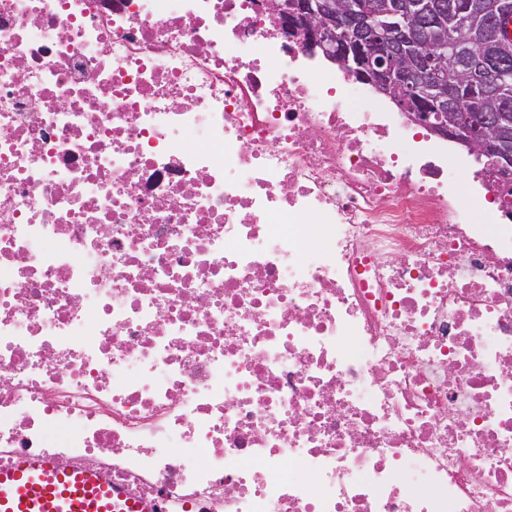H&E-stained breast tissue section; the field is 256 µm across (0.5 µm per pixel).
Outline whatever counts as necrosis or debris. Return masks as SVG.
<instances>
[{"label":"necrosis or debris","mask_w":512,"mask_h":512,"mask_svg":"<svg viewBox=\"0 0 512 512\" xmlns=\"http://www.w3.org/2000/svg\"><path fill=\"white\" fill-rule=\"evenodd\" d=\"M267 0H0V468L160 512H512L489 161Z\"/></svg>","instance_id":"4bbe7bcc"}]
</instances>
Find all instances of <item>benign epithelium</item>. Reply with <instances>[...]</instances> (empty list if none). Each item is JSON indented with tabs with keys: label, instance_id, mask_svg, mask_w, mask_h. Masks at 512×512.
Listing matches in <instances>:
<instances>
[{
	"label": "benign epithelium",
	"instance_id": "1",
	"mask_svg": "<svg viewBox=\"0 0 512 512\" xmlns=\"http://www.w3.org/2000/svg\"><path fill=\"white\" fill-rule=\"evenodd\" d=\"M280 15L285 36L318 50L330 62L388 97L403 95L424 102L423 111L406 112V120L464 145L478 160L494 163L504 179L512 177V114L479 115L448 111L447 63L464 56L468 73L497 95L508 73L497 58L512 51L494 26L471 34L483 39L489 53L464 49L444 23L433 20L425 0H403L372 16L358 12L356 0H269Z\"/></svg>",
	"mask_w": 512,
	"mask_h": 512
}]
</instances>
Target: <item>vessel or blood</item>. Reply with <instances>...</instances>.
<instances>
[{"mask_svg": "<svg viewBox=\"0 0 512 512\" xmlns=\"http://www.w3.org/2000/svg\"><path fill=\"white\" fill-rule=\"evenodd\" d=\"M155 512L154 503L128 502L109 471L76 470L49 457L19 455L0 471V512Z\"/></svg>", "mask_w": 512, "mask_h": 512, "instance_id": "obj_1", "label": "vessel or blood"}]
</instances>
